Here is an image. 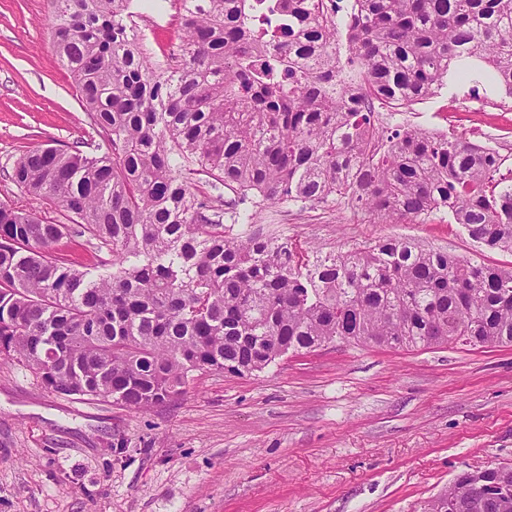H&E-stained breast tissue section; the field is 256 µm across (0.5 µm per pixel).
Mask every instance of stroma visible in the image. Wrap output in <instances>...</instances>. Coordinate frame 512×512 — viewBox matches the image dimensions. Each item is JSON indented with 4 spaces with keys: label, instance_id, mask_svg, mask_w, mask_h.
<instances>
[{
    "label": "stroma",
    "instance_id": "obj_1",
    "mask_svg": "<svg viewBox=\"0 0 512 512\" xmlns=\"http://www.w3.org/2000/svg\"><path fill=\"white\" fill-rule=\"evenodd\" d=\"M153 60L181 45L180 4L141 0ZM52 0H0V200L23 150L94 132L53 55ZM385 126L512 129V100L441 94L383 108ZM251 232L306 259L402 239L512 266L437 211L389 224L343 199L272 206ZM512 464V346L390 349L335 341L248 376L209 372L148 411L46 391L0 356V512H422L462 472Z\"/></svg>",
    "mask_w": 512,
    "mask_h": 512
}]
</instances>
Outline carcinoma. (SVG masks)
<instances>
[{
    "instance_id": "1",
    "label": "carcinoma",
    "mask_w": 512,
    "mask_h": 512,
    "mask_svg": "<svg viewBox=\"0 0 512 512\" xmlns=\"http://www.w3.org/2000/svg\"><path fill=\"white\" fill-rule=\"evenodd\" d=\"M179 2L180 54L163 67L131 34L129 0H57L55 56L99 141L11 167L68 223L0 202V350L52 393L149 410L200 374L252 375L336 339L512 346V266L404 240L305 262L239 209L337 195L392 224L443 209L512 252L501 155L388 128L376 108L466 85L512 100V0ZM73 235L99 265L62 253ZM440 502L512 512V472H463Z\"/></svg>"
}]
</instances>
